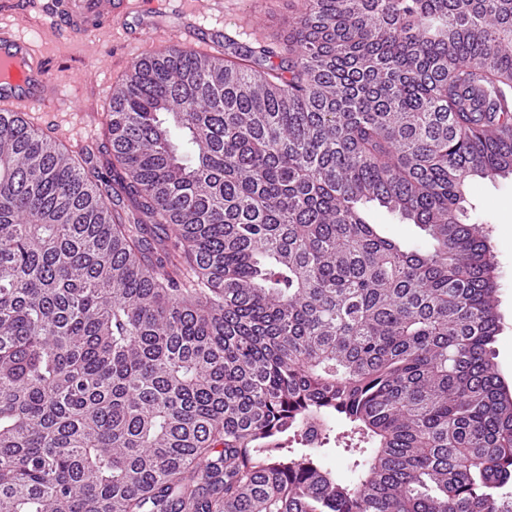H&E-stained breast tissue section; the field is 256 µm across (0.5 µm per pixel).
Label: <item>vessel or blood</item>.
Returning <instances> with one entry per match:
<instances>
[{
    "instance_id": "obj_1",
    "label": "vessel or blood",
    "mask_w": 512,
    "mask_h": 512,
    "mask_svg": "<svg viewBox=\"0 0 512 512\" xmlns=\"http://www.w3.org/2000/svg\"><path fill=\"white\" fill-rule=\"evenodd\" d=\"M0 6L18 14L39 8L58 37L71 39L96 31L130 9L129 0H5ZM57 96L48 59L12 28L1 26L0 112L16 119L19 106L45 104Z\"/></svg>"
}]
</instances>
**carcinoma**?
Here are the masks:
<instances>
[{
	"label": "carcinoma",
	"instance_id": "cac0c4a2",
	"mask_svg": "<svg viewBox=\"0 0 512 512\" xmlns=\"http://www.w3.org/2000/svg\"><path fill=\"white\" fill-rule=\"evenodd\" d=\"M109 131L0 119V512H512L466 195L512 176V0H304L132 62ZM334 414L352 487L282 453ZM371 216L376 224H381V228L386 236L405 244H413L421 240L423 232L416 224L403 220L398 214L391 213L378 205H372Z\"/></svg>",
	"mask_w": 512,
	"mask_h": 512
}]
</instances>
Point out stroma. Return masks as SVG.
Masks as SVG:
<instances>
[{
  "label": "stroma",
  "instance_id": "1",
  "mask_svg": "<svg viewBox=\"0 0 512 512\" xmlns=\"http://www.w3.org/2000/svg\"><path fill=\"white\" fill-rule=\"evenodd\" d=\"M302 0H160L156 17L132 14L98 33L59 41L37 12L14 15L0 11V25L12 26L32 41L54 65L61 98L45 105L47 130L67 149L77 150L89 137L106 139L104 117L112 90L134 60L160 44L174 45L184 26L195 23L218 28L242 46L259 39L287 37ZM468 200L472 222L483 225L497 262L500 332L494 343L498 370L512 386V177L478 179ZM322 464L346 482H354L367 454L358 450L360 437L343 419L327 418Z\"/></svg>",
  "mask_w": 512,
  "mask_h": 512
}]
</instances>
